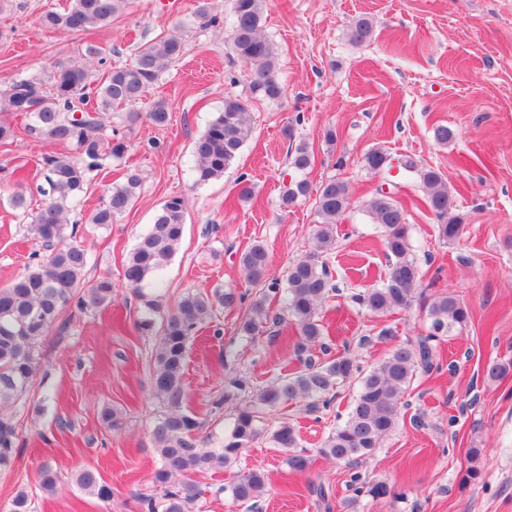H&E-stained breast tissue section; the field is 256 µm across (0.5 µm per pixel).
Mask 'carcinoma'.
<instances>
[{
    "label": "carcinoma",
    "mask_w": 512,
    "mask_h": 512,
    "mask_svg": "<svg viewBox=\"0 0 512 512\" xmlns=\"http://www.w3.org/2000/svg\"><path fill=\"white\" fill-rule=\"evenodd\" d=\"M128 0H69L67 7L48 9L41 16L43 27L74 35L87 34L112 23ZM266 0H232L231 50L249 69L248 96L229 95L224 108L198 136L193 146V176L205 184L224 175L252 133L251 99L276 101L284 93L279 77L277 54L264 33ZM196 16L207 27H217L222 18L212 0H198ZM372 24L358 19L348 32L354 45L372 37ZM184 50L181 29L141 44L130 62L108 69L96 79L93 71L106 62V50L94 41L81 45L78 57L59 62L45 78L17 74L0 88V112H15L27 120L30 135L68 144L70 153L52 155L41 164L44 185L40 192L47 205L31 216L27 231L45 247L26 271L8 287L0 289V469L14 463L18 451L16 427L8 411L29 391L40 363V344L49 327L67 307L83 313L108 307L112 303V282L102 278L89 288L81 287L88 264V251L77 240L76 225L68 224L69 213L86 194L87 186L101 174L107 158H120L126 151L119 130L107 129L112 116L128 127L140 119L133 110L144 93L154 86L167 65ZM291 166L297 172L314 162L306 143L288 151ZM393 157L381 148L365 154L364 166L377 175H386ZM400 173L417 178L424 190V202L438 220L439 239L448 242L459 237L463 224L455 214L454 196L446 177L432 167H424L411 155L398 159ZM141 178L129 173L126 180L110 188L105 205L95 209L87 223L109 228L134 204ZM310 193V184L301 178L291 182L281 197L288 208ZM348 184L336 177L315 188L316 212L320 218L313 237V247L305 256L293 261L285 271V287L279 280L268 279L269 254L261 241L242 253L240 262L251 283H267L259 296L228 291H189L173 309L164 310L156 289L163 273L180 244L185 201L168 199L157 213L154 223L137 240L124 264V279L141 301L136 322L139 333L149 336L161 322L154 358L152 389L162 410L152 429L159 463L150 477L160 491L157 498L141 500L147 512H192L205 490L193 480L198 472L231 471L232 479L217 487L229 493L232 503L255 512L267 491L265 474L258 468L234 469L243 450L262 429L259 414L298 399L312 401V407L327 406L336 388L360 373V366L347 356L324 362H309L297 372L278 377L270 384L252 391L249 403L237 410L230 437L221 448L204 447V422L189 407L185 387V369L191 342L210 324L219 307H246L249 312L238 325L239 335L253 339L262 324L269 320L270 306L277 304L284 316L298 328L302 349L323 335L318 310L336 290L331 279L327 255L336 243V218L351 209ZM371 223L384 232L389 269L381 285L355 295V300L376 315L408 309L415 298H422L430 319L428 332L414 341L394 347L380 363L361 379L359 391L346 418L332 429L318 449L319 455L356 465L374 455L384 438L396 427L402 397L419 371L434 367L436 341L451 330L466 325L468 306L455 296L444 293L427 295L421 289V274L410 254L409 225L395 191L378 187L364 203ZM249 389L246 380L230 378L224 394L211 401L209 410L217 411L224 402ZM274 447L285 454V464L295 472L309 469L312 457L300 443L294 425L283 422L272 433ZM74 484L102 501L112 498V487L93 468L85 467L72 475ZM61 481L58 471L48 462L39 466L38 483L45 494L57 491ZM349 488L357 496H386L393 493L389 485L371 483L354 471Z\"/></svg>",
    "instance_id": "1"
}]
</instances>
